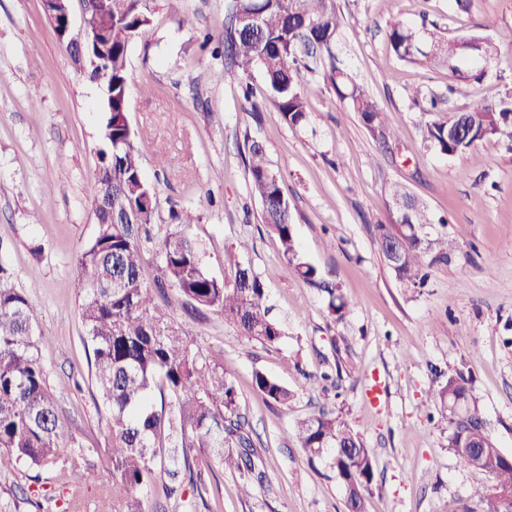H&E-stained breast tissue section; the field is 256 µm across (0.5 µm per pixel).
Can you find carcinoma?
Instances as JSON below:
<instances>
[{
	"label": "carcinoma",
	"instance_id": "cac0c4a2",
	"mask_svg": "<svg viewBox=\"0 0 512 512\" xmlns=\"http://www.w3.org/2000/svg\"><path fill=\"white\" fill-rule=\"evenodd\" d=\"M112 2V83L103 85L107 112L102 152L95 173L93 201L112 189V211L100 207L98 232L77 258L73 272L81 290L83 342L91 349V381L104 405L110 433L112 483L97 512H146L141 490L163 480L167 498L183 499L184 484L194 485L196 451L208 448L225 468L252 485L254 450L241 421L237 393L224 369L211 364L192 347L186 328L167 312L165 290L173 287L188 312L203 316L220 312L250 339L276 344L281 325L269 315L263 284L251 266L235 263L230 276L219 280L204 269L199 249L183 232L170 233L159 243L161 275L148 286L142 278L141 242L155 223L157 200L142 174L140 154L128 121L131 75L127 67L130 44L152 22V4L143 0H94L100 11ZM342 22L336 0H227L224 24V71L220 79H249L261 69L268 99L282 120L298 126L306 120L307 97L299 58L301 49L319 52L327 89L360 114L367 128L383 139L396 138L378 121L380 108L363 85L336 58ZM388 41L402 60L423 66H448L459 85L480 79L484 68L512 48V27L468 53L457 39L441 35L438 23L420 30L401 21L391 23ZM420 126L440 153H474L484 140L512 138V101H480L457 118H443L437 98L414 100ZM249 189L262 205V220L281 244V256L292 273L328 296V309L343 314L349 299L302 258L291 222L282 178L268 165L264 148L248 146L245 159ZM393 206L411 205L410 224H381L380 246L391 247L399 261L390 263L396 277L417 284L426 269L448 260L452 246L422 241L413 226L428 223L424 209L405 188L391 193ZM40 311L13 288H0V451L30 469L52 467L59 450L76 438L65 431L55 395L38 356ZM254 387L262 396L286 404L292 391L262 372ZM447 405L448 448L464 467L487 474L490 484L479 492L489 512H500L490 495L494 485L512 491V465L504 462L486 430L476 404L470 401L469 379L458 372L439 390ZM294 435L311 455L326 448L342 449L332 467L343 484L349 505L362 512L374 478L372 459L360 438L335 414L321 410L296 423ZM469 440L482 445L479 463L462 448ZM84 455L71 460L68 488L79 497L91 478Z\"/></svg>",
	"mask_w": 512,
	"mask_h": 512
}]
</instances>
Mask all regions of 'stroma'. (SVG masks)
I'll use <instances>...</instances> for the list:
<instances>
[{"label": "stroma", "mask_w": 512, "mask_h": 512, "mask_svg": "<svg viewBox=\"0 0 512 512\" xmlns=\"http://www.w3.org/2000/svg\"><path fill=\"white\" fill-rule=\"evenodd\" d=\"M338 0L344 18L338 53L378 103L397 140L373 138L358 113L310 75L307 120L285 123L264 101L245 100L238 83L217 79L224 58L225 0H153V23L130 45L128 118L146 181L157 199L143 275L160 273L158 244L187 232L207 273L251 265L283 326L277 345L242 336L223 314L191 316L176 291L169 311L203 356L223 366L263 461L265 477L241 497L239 474L200 455L197 492L167 502L160 486L142 490L148 512H348L331 466L333 452L306 453L293 436L299 419L335 412L368 448L374 479L366 512H487L475 492L489 479L458 465L436 397L449 373L471 379L487 430L512 455V140L478 143L469 155L441 154L425 142L415 94L441 99L446 115L477 100L512 95V50L490 63L466 93L448 69L399 59L386 29L392 19L438 21L448 35H492L512 26V0ZM106 112L101 91L75 63L42 0H0V264L7 287L41 312V361L66 428L95 470L80 512H97L111 481L106 411L88 379L90 358L78 314L72 266L97 233L92 197ZM260 142L280 173L295 236L307 262L351 300L330 315L325 294L283 263L278 240L250 197L244 141ZM405 185L430 218L425 239L455 250L424 285L399 281L379 244L393 224L392 184ZM251 250H237L240 241ZM261 371L288 386V404L253 387ZM37 488L41 512H65L59 467L39 474L0 456V512H31L18 496Z\"/></svg>", "instance_id": "stroma-1"}]
</instances>
